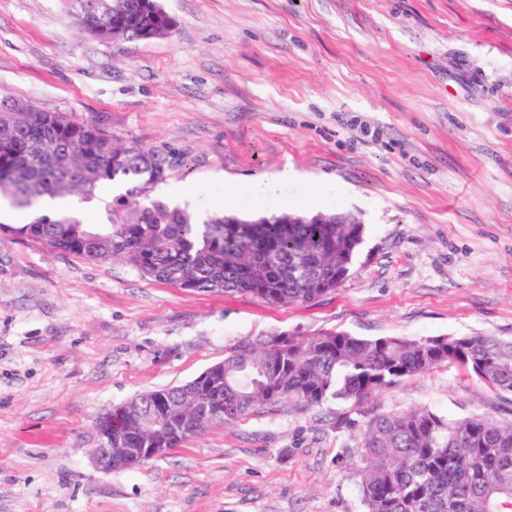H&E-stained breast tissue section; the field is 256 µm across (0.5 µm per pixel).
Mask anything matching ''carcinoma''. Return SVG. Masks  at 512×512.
Here are the masks:
<instances>
[{
  "label": "carcinoma",
  "instance_id": "obj_1",
  "mask_svg": "<svg viewBox=\"0 0 512 512\" xmlns=\"http://www.w3.org/2000/svg\"><path fill=\"white\" fill-rule=\"evenodd\" d=\"M79 9L82 27L104 40L168 36L173 28L158 0H98ZM177 162L170 150L125 146L99 125L35 106L14 112L12 101L0 99V196L14 206L73 195L86 203L108 183L128 185L105 203L99 224L61 212L0 224V233L86 261L125 259L188 291L251 293L273 304L309 302L346 279L362 242L356 218L282 212L250 220L220 209L197 223L150 195ZM448 365L512 394V341L496 336L296 332L240 342L195 379L141 393L105 413L98 427L114 448H178L261 409L357 402ZM142 416L159 428H141ZM351 470L366 512H512V422L379 412L365 425Z\"/></svg>",
  "mask_w": 512,
  "mask_h": 512
}]
</instances>
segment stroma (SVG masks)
Listing matches in <instances>:
<instances>
[{
	"mask_svg": "<svg viewBox=\"0 0 512 512\" xmlns=\"http://www.w3.org/2000/svg\"><path fill=\"white\" fill-rule=\"evenodd\" d=\"M165 38L102 41L70 0H0V95L185 164L212 209L364 226L349 277L303 303L187 291L0 234V512H364L373 412L512 421L456 366L354 404L288 403L112 473L95 421L245 339L298 331L512 339V0H159ZM349 197H342V190Z\"/></svg>",
	"mask_w": 512,
	"mask_h": 512,
	"instance_id": "obj_1",
	"label": "stroma"
}]
</instances>
